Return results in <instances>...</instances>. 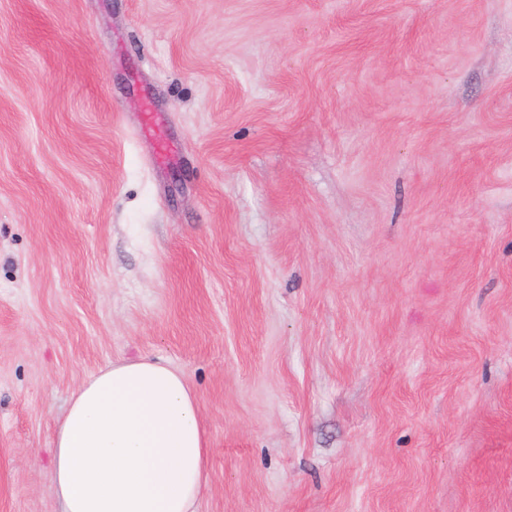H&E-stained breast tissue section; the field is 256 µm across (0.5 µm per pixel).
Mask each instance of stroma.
Returning <instances> with one entry per match:
<instances>
[{
    "mask_svg": "<svg viewBox=\"0 0 512 512\" xmlns=\"http://www.w3.org/2000/svg\"><path fill=\"white\" fill-rule=\"evenodd\" d=\"M143 355L197 512H512V0H0V512Z\"/></svg>",
    "mask_w": 512,
    "mask_h": 512,
    "instance_id": "1",
    "label": "stroma"
}]
</instances>
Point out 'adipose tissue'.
<instances>
[{
  "label": "adipose tissue",
  "mask_w": 512,
  "mask_h": 512,
  "mask_svg": "<svg viewBox=\"0 0 512 512\" xmlns=\"http://www.w3.org/2000/svg\"><path fill=\"white\" fill-rule=\"evenodd\" d=\"M208 442L183 371L141 357L83 383L58 419L60 512H197Z\"/></svg>",
  "instance_id": "ef3b65f1"
}]
</instances>
